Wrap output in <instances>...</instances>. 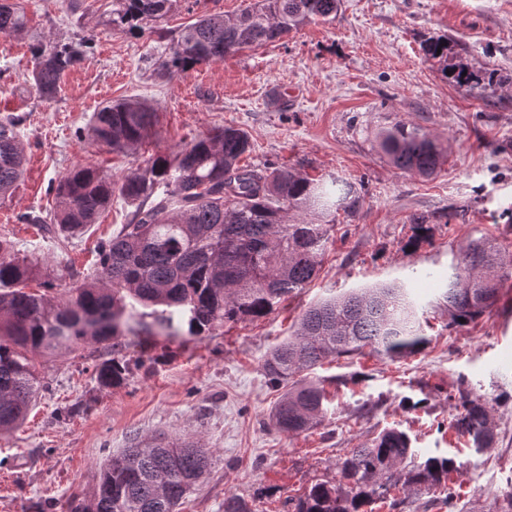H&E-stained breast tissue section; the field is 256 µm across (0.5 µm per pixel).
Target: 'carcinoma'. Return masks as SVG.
<instances>
[{
    "label": "carcinoma",
    "mask_w": 512,
    "mask_h": 512,
    "mask_svg": "<svg viewBox=\"0 0 512 512\" xmlns=\"http://www.w3.org/2000/svg\"><path fill=\"white\" fill-rule=\"evenodd\" d=\"M342 0H252L237 15L209 14L178 33L159 67L169 73L214 63L244 49L276 43L312 22L336 18ZM112 28L131 35L163 31L179 0H115ZM27 28L18 0H0V34ZM91 49L85 38L38 42L31 47L36 91L53 98L63 75L79 66ZM426 59L440 64L459 86L473 74L448 66V40L423 42ZM156 113L138 101L108 102L92 116L90 141L123 151L140 144ZM21 118L0 119V199L24 174L25 152L17 128ZM380 151L403 173L432 177L444 165L442 144L423 128L397 122L376 134ZM246 132L227 126L194 140L174 155L158 154L124 176L120 184L92 164L73 167L58 179L55 206L32 223L73 238L97 223L119 192L135 206L129 223L99 246L89 281L57 290H28L43 275L41 263L15 251L0 236V435L15 430L35 405L41 388L36 358L71 355L89 342L112 348L97 364L102 389L124 385L138 360L118 339L155 328L168 334L187 329L208 336L227 324L267 316L289 295L306 287L321 264L336 215L353 217L362 198L339 178L315 179L288 168H246ZM410 244L428 240L423 216L411 219ZM512 280V255L491 239L462 247L448 273L443 302L448 328L464 327L492 310ZM428 343L416 304L405 286L382 284L325 299L309 307L287 340L264 361L270 384L285 389L270 422L287 436L321 426L327 393L320 382L297 379L330 358L368 349L389 358L421 351ZM450 428L477 449L496 442L497 425L489 403L458 388L448 395ZM209 449L164 433L134 436L129 447L111 455L91 492L73 497L69 512H179L211 468ZM460 466L448 457L415 461L409 436L388 428L370 445L350 448L336 463L331 480H317L288 499V512H373L378 501L394 509L405 500L398 489L439 493L448 507L456 497L450 475Z\"/></svg>",
    "instance_id": "cac0c4a2"
}]
</instances>
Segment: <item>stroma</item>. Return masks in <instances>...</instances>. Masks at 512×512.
<instances>
[{
    "label": "stroma",
    "mask_w": 512,
    "mask_h": 512,
    "mask_svg": "<svg viewBox=\"0 0 512 512\" xmlns=\"http://www.w3.org/2000/svg\"><path fill=\"white\" fill-rule=\"evenodd\" d=\"M248 2L182 0L164 34L134 36L112 28V0H21L28 31L0 34V117L21 116L27 158L22 179L0 199V235L44 260L63 285L83 280L99 243L133 212L113 195L99 222L69 239L28 223L53 206L52 184L84 162L118 182L155 154L233 126L251 141L244 164L340 176L362 197L355 216H338L313 281L267 316L147 346L130 338L143 363L111 390L94 380L106 356L101 345L38 360L35 407L0 436V512H66L72 495L92 489L108 455L134 435L158 432L200 439L213 453L182 512H224L232 494L253 512H286L288 497L334 476L344 449L389 427L409 435L418 460L452 457L462 465L455 509L413 494L404 512H495L497 497L512 489V377L496 372L500 358L512 361V290L460 330L448 329L440 297L470 240L488 237L512 252V83L458 86L422 51L424 39L441 36L449 62L479 76L512 71V0H343L334 21L309 23L274 44L175 75L158 68L184 25L207 14L235 16ZM78 36L91 39V52L63 76L54 98L43 99L32 85L31 46ZM122 99L156 114L140 145L115 152L75 138L93 112ZM399 121L444 142L441 172L405 174L378 151L376 132ZM416 214L428 217L433 235L411 249ZM377 283L411 288L426 323L425 349L326 362L312 373L327 382L322 426L308 435L277 432L268 416L279 393L263 370L271 348L309 306ZM462 382L488 401L497 423L498 438L483 452L447 427L448 394ZM74 403L79 413L64 415Z\"/></svg>",
    "instance_id": "35a3bbf8"
}]
</instances>
